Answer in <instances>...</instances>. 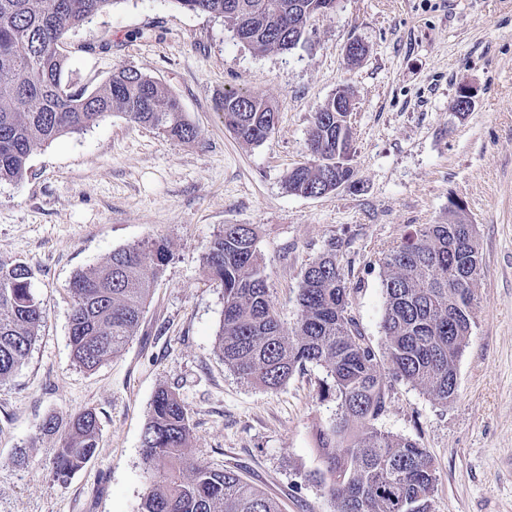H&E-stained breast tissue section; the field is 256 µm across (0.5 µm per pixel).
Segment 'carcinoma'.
Wrapping results in <instances>:
<instances>
[{"mask_svg":"<svg viewBox=\"0 0 512 512\" xmlns=\"http://www.w3.org/2000/svg\"><path fill=\"white\" fill-rule=\"evenodd\" d=\"M122 0H0V181L19 182L32 152L65 133L79 132L112 112L150 125L181 141L197 136L178 98L159 80L120 68L94 91L64 83L67 58L58 43L69 31ZM180 8L224 18L238 40L258 51H288L296 42L281 35L278 21L293 14L317 17L320 0H173ZM226 126L246 145L266 140L277 108L242 92L224 93ZM336 100L315 113L308 147L310 165L288 171L285 188L299 195L336 189L326 179L354 176L344 163L351 133L343 130ZM448 208L446 224H425L380 259L385 295L381 322L384 352L363 336L349 312L350 288L332 241L305 269L299 314L284 332L250 224H226L203 258L207 276L224 288V316L217 350L247 384L277 389L307 364L321 365L336 399L332 419L316 428L321 476L334 512H431L435 465L409 438L385 433L375 422L388 408V386L404 381L442 404L457 394V362L473 323L474 287L481 257L473 225ZM170 261L165 244L140 243L112 252L106 263L70 281V347L73 360L94 370L136 334L153 284ZM23 263L0 261V380L27 361L47 309L32 289ZM388 371H383L384 363ZM65 435L54 476L66 482L99 447V419L84 410L61 423L47 417L44 435ZM190 416L175 393L160 389L142 435L150 485L139 512H280L279 504L239 474L186 456Z\"/></svg>","mask_w":512,"mask_h":512,"instance_id":"obj_1","label":"carcinoma"}]
</instances>
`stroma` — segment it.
I'll use <instances>...</instances> for the list:
<instances>
[{"instance_id": "stroma-1", "label": "stroma", "mask_w": 512, "mask_h": 512, "mask_svg": "<svg viewBox=\"0 0 512 512\" xmlns=\"http://www.w3.org/2000/svg\"><path fill=\"white\" fill-rule=\"evenodd\" d=\"M354 40L367 47L355 64ZM60 50L71 90L137 69L176 95L198 136L179 141L115 112L36 149L22 182H0V260L31 269L47 308L27 364L0 382V512H138L149 485L141 438L161 388L190 412L191 457L238 471L282 512H334L314 447L316 424L336 410L322 395L325 371L307 366L277 389L238 379L216 350L224 290L203 256L225 225H254L288 331L305 268L341 242L351 314L380 351L378 258L419 225L447 223L452 198L483 260L457 395L444 405L393 382L376 426L432 456L433 512H512V0H338L287 52L251 49L223 19L173 0H120ZM464 82L477 95L461 115ZM343 89L353 97V185L288 193L287 172L311 160L314 113ZM228 90L276 105L263 143L242 144L226 128ZM153 241L171 260L136 334L97 369L79 367L72 277ZM86 409L98 415L99 448L63 484L53 472L61 437L39 427Z\"/></svg>"}]
</instances>
